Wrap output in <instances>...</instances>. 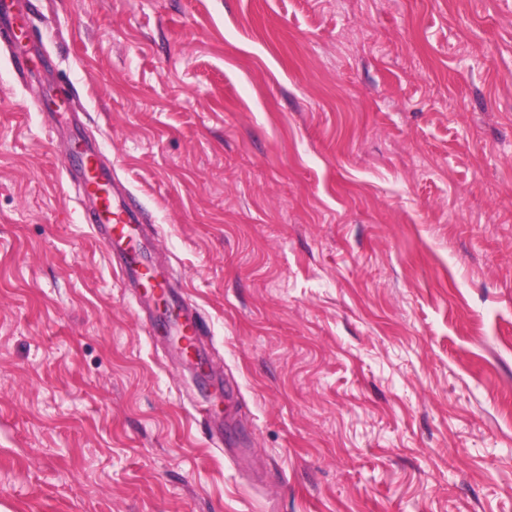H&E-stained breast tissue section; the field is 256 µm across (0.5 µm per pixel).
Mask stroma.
<instances>
[{"mask_svg": "<svg viewBox=\"0 0 512 512\" xmlns=\"http://www.w3.org/2000/svg\"><path fill=\"white\" fill-rule=\"evenodd\" d=\"M25 3L0 512H512V0ZM82 140L205 382L86 223Z\"/></svg>", "mask_w": 512, "mask_h": 512, "instance_id": "1", "label": "stroma"}]
</instances>
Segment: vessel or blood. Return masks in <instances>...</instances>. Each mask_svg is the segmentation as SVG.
Returning <instances> with one entry per match:
<instances>
[{
	"instance_id": "b4317fda",
	"label": "vessel or blood",
	"mask_w": 512,
	"mask_h": 512,
	"mask_svg": "<svg viewBox=\"0 0 512 512\" xmlns=\"http://www.w3.org/2000/svg\"><path fill=\"white\" fill-rule=\"evenodd\" d=\"M27 16L17 0H0V35L8 40L19 39L24 33ZM82 165L79 181L85 199L93 204L86 221L93 234L105 241L118 261L123 278L146 282L145 298L172 302L171 283L153 276V262L140 234L143 217L128 204L116 201V187L112 173L105 168L98 154L81 147ZM174 335L180 356L185 362L194 361L198 352L199 320L193 308L177 306L173 320Z\"/></svg>"
}]
</instances>
